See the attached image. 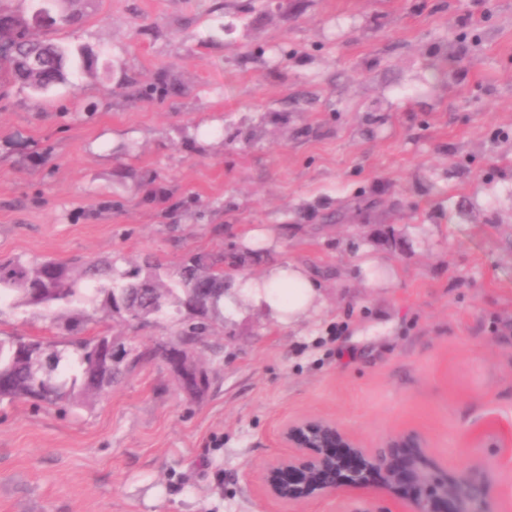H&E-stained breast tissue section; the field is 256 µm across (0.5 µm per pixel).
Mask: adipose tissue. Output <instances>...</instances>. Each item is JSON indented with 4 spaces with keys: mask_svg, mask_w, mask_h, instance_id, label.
I'll return each instance as SVG.
<instances>
[{
    "mask_svg": "<svg viewBox=\"0 0 512 512\" xmlns=\"http://www.w3.org/2000/svg\"><path fill=\"white\" fill-rule=\"evenodd\" d=\"M248 298L266 304L291 327L302 324L322 298V284L304 265L288 261L270 265L259 278H237L233 294L224 298L225 307Z\"/></svg>",
    "mask_w": 512,
    "mask_h": 512,
    "instance_id": "adipose-tissue-1",
    "label": "adipose tissue"
}]
</instances>
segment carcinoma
I'll list each match as a JSON object with an SVG mask.
<instances>
[{
  "label": "carcinoma",
  "mask_w": 512,
  "mask_h": 512,
  "mask_svg": "<svg viewBox=\"0 0 512 512\" xmlns=\"http://www.w3.org/2000/svg\"><path fill=\"white\" fill-rule=\"evenodd\" d=\"M13 19L22 29L6 60L0 59V100L15 85L28 88L37 96L46 95L54 86L67 79L68 51L48 37L59 26L72 25L84 17L80 4L71 0L65 12L37 35L22 24L25 14L13 9L11 0H0V18ZM42 57V67L28 72L21 62L28 56ZM250 254L242 251L224 254V249L194 254L175 271L147 259L133 269L120 270L117 260L106 258L97 262L54 259L0 260V308L34 307L48 318L66 317L65 329L75 335L82 330L92 308L107 318L123 315L121 301L131 297L136 314L156 316L168 308L182 309L197 299L196 289L209 293L200 321L177 331L176 347L188 353L212 331L213 320L223 315L224 284L232 274L226 268L242 269ZM112 340L108 335L79 337L71 348L42 338L24 336L0 337V401L34 399L49 405L67 401L73 406L93 403L101 396L95 383L101 368V350ZM171 363L163 345L128 352L126 367L149 363L155 359ZM179 388L188 396L199 399L210 388L208 371L195 365L193 372L176 374Z\"/></svg>",
  "instance_id": "cac0c4a2"
}]
</instances>
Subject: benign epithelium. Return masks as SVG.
I'll return each mask as SVG.
<instances>
[{
	"label": "benign epithelium",
	"mask_w": 512,
	"mask_h": 512,
	"mask_svg": "<svg viewBox=\"0 0 512 512\" xmlns=\"http://www.w3.org/2000/svg\"><path fill=\"white\" fill-rule=\"evenodd\" d=\"M52 19L48 0L27 23L33 30ZM277 439L285 452L268 461L259 478V491L275 512L373 489L405 500L409 512H484L483 483L448 477L416 430L389 435L369 448L334 420L303 415L285 419Z\"/></svg>",
	"instance_id": "7a95c632"
}]
</instances>
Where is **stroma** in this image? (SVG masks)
<instances>
[{
  "label": "stroma",
  "mask_w": 512,
  "mask_h": 512,
  "mask_svg": "<svg viewBox=\"0 0 512 512\" xmlns=\"http://www.w3.org/2000/svg\"><path fill=\"white\" fill-rule=\"evenodd\" d=\"M53 37L97 68L0 102V258L173 270L261 229L247 275L294 260L323 298L295 328L248 301L215 322L199 400L157 359L87 407L0 403V512H271L258 477L301 415L369 446L418 430L512 512V464L476 434L512 421V0H92ZM189 319L83 333L144 348ZM15 335L68 340L28 307L0 314Z\"/></svg>",
  "instance_id": "1"
}]
</instances>
